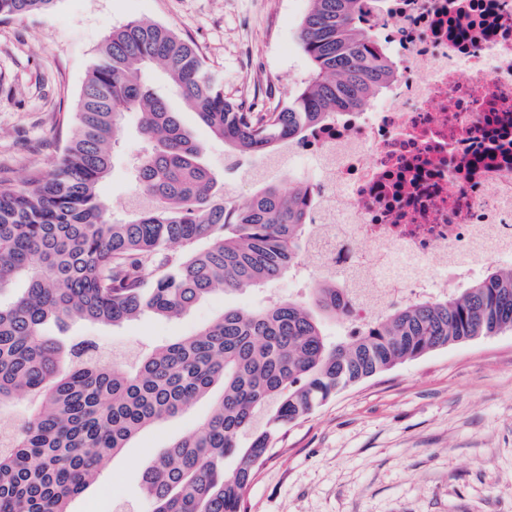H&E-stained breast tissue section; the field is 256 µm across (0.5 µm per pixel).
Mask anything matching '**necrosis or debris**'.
Returning a JSON list of instances; mask_svg holds the SVG:
<instances>
[{"instance_id": "1", "label": "necrosis or debris", "mask_w": 512, "mask_h": 512, "mask_svg": "<svg viewBox=\"0 0 512 512\" xmlns=\"http://www.w3.org/2000/svg\"><path fill=\"white\" fill-rule=\"evenodd\" d=\"M388 92L310 128L289 154L317 172L308 210L319 273L353 300L345 331L392 301L512 267V0H391Z\"/></svg>"}]
</instances>
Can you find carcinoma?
Masks as SVG:
<instances>
[{"mask_svg":"<svg viewBox=\"0 0 512 512\" xmlns=\"http://www.w3.org/2000/svg\"><path fill=\"white\" fill-rule=\"evenodd\" d=\"M55 2L0 0V17ZM373 2L370 17L363 0H311L298 38L313 74L271 112L224 98L198 51L161 24L132 21L104 38L59 161L31 169L21 186L0 181V512H73V501L100 484L104 458L215 388L210 413L157 449L142 487L150 512H246L245 491L279 432L336 391L512 330V269L491 265L457 291L393 303L336 340L324 322L345 311L329 277L308 302L227 307L129 362H106L88 341L64 346L45 334L51 321L178 319L217 291L261 288L297 271L309 252L312 186L262 181L246 206L236 205L182 112L147 75L159 72L233 156L264 161L389 85L394 62L374 35L387 0ZM127 112L139 115L146 142L132 171L143 203L114 220L98 188ZM20 398L33 407L18 424L11 407Z\"/></svg>","mask_w":512,"mask_h":512,"instance_id":"cac0c4a2","label":"carcinoma"}]
</instances>
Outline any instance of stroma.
Segmentation results:
<instances>
[{"mask_svg":"<svg viewBox=\"0 0 512 512\" xmlns=\"http://www.w3.org/2000/svg\"><path fill=\"white\" fill-rule=\"evenodd\" d=\"M309 0H56L46 12L0 18V176L17 182L58 157L66 119L103 39L135 20L169 27L193 44L251 111L282 104L313 65L298 41ZM183 120L234 202L257 181L251 162L227 156L222 142ZM139 116L128 113L111 175L99 194L125 217L136 192L131 168L142 152ZM300 275L264 288L214 293L177 320L144 316L120 327L48 324L68 341L90 337L105 353L149 349L186 336L225 306L307 297L319 274L305 258ZM142 431L110 457L102 484L74 512H149L142 474L155 454L211 410ZM247 512H512V331L478 336L349 385L284 428L245 492Z\"/></svg>","mask_w":512,"mask_h":512,"instance_id":"1","label":"stroma"}]
</instances>
